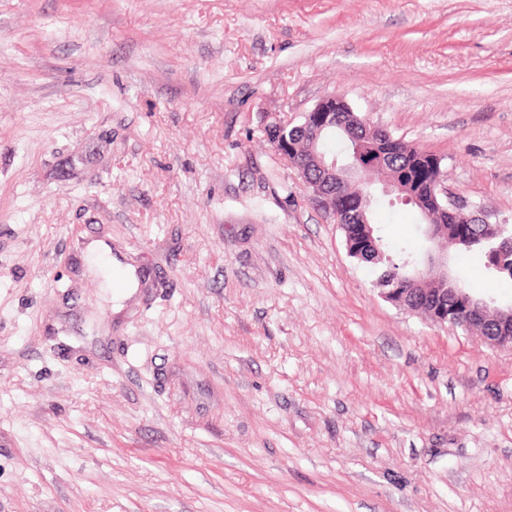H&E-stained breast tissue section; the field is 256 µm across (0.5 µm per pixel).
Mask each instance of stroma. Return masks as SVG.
Returning a JSON list of instances; mask_svg holds the SVG:
<instances>
[{"label": "stroma", "mask_w": 512, "mask_h": 512, "mask_svg": "<svg viewBox=\"0 0 512 512\" xmlns=\"http://www.w3.org/2000/svg\"><path fill=\"white\" fill-rule=\"evenodd\" d=\"M331 94L512 225V0H0V512H512V350L386 301L266 141ZM87 253L90 259H104L111 270L120 275V282L114 283L112 276L103 272L97 265L90 263L88 266L90 274L103 277V288H117L114 297L118 302L127 299L139 287L137 270L116 256L113 257L111 247L107 243L94 241L88 245Z\"/></svg>", "instance_id": "1"}]
</instances>
